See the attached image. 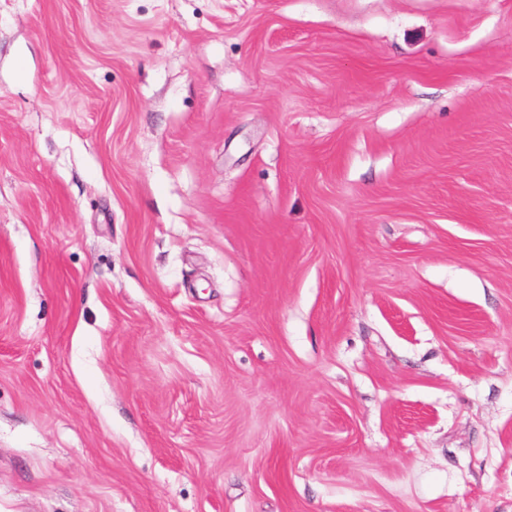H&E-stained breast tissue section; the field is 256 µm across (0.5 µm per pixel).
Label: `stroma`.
Returning <instances> with one entry per match:
<instances>
[{
	"mask_svg": "<svg viewBox=\"0 0 512 512\" xmlns=\"http://www.w3.org/2000/svg\"><path fill=\"white\" fill-rule=\"evenodd\" d=\"M0 512H512V0H0Z\"/></svg>",
	"mask_w": 512,
	"mask_h": 512,
	"instance_id": "stroma-1",
	"label": "stroma"
}]
</instances>
